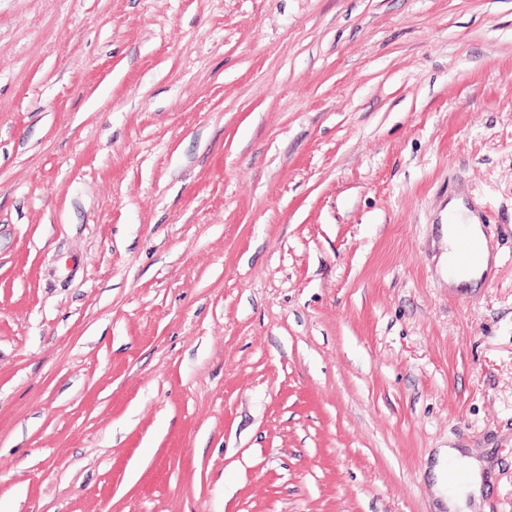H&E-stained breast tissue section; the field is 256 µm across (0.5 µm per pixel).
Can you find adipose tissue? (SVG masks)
<instances>
[{
	"label": "adipose tissue",
	"mask_w": 512,
	"mask_h": 512,
	"mask_svg": "<svg viewBox=\"0 0 512 512\" xmlns=\"http://www.w3.org/2000/svg\"><path fill=\"white\" fill-rule=\"evenodd\" d=\"M448 213L455 216L458 222L468 223V234L474 247L480 253V262L467 275L453 274L452 256L458 238L455 225H451L445 231L446 247L440 258V266L448 274L449 285L457 287L463 284H476L492 262V255L479 224V219L474 213L465 209L462 201L459 200L449 203ZM435 473L437 477H443L447 480V485L442 488L441 495L449 512H475L472 503L479 500L483 482L482 467L478 460L462 454L459 449L447 448L441 453L440 463L436 466Z\"/></svg>",
	"instance_id": "obj_1"
}]
</instances>
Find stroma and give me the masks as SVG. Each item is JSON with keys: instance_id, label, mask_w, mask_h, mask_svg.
I'll list each match as a JSON object with an SVG mask.
<instances>
[{"instance_id": "35a3bbf8", "label": "stroma", "mask_w": 512, "mask_h": 512, "mask_svg": "<svg viewBox=\"0 0 512 512\" xmlns=\"http://www.w3.org/2000/svg\"><path fill=\"white\" fill-rule=\"evenodd\" d=\"M448 447L512 512V0H0V512H441ZM449 216H455L459 222L469 223L470 227L467 229V232L474 245L470 244L466 238L463 237L455 255V266L459 270L472 269L476 260L475 248L480 252V262L477 267L467 275L459 276L453 273L452 256L456 249L458 238L455 226L448 224L447 229L444 227L446 247L445 252L440 258V266L444 272L448 274L449 286L458 287L465 283L475 287L482 273L488 269L491 262L494 261V259L492 260L485 235L479 224V218L471 211L465 209L461 200H453L448 204V217Z\"/></svg>"}]
</instances>
